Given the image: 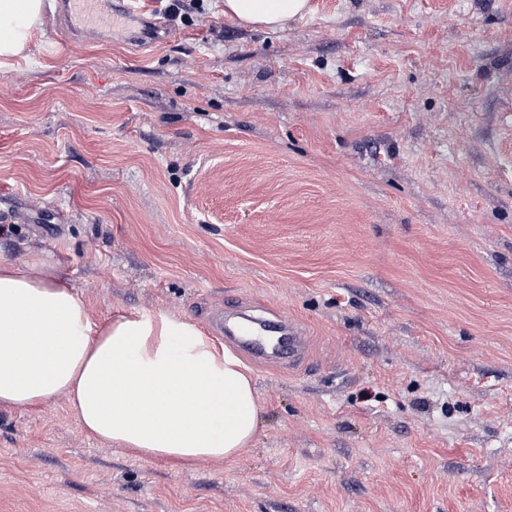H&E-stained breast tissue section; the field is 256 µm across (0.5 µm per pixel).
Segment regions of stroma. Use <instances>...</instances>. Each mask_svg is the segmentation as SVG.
<instances>
[{
	"instance_id": "1",
	"label": "stroma",
	"mask_w": 512,
	"mask_h": 512,
	"mask_svg": "<svg viewBox=\"0 0 512 512\" xmlns=\"http://www.w3.org/2000/svg\"><path fill=\"white\" fill-rule=\"evenodd\" d=\"M142 2L69 54L46 0L0 71V260L97 323L287 315L308 364L249 363L253 441L189 468L0 408V512H512V0ZM309 0H224V15L242 25L275 30L309 11Z\"/></svg>"
}]
</instances>
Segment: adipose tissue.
<instances>
[{"label": "adipose tissue", "mask_w": 512, "mask_h": 512, "mask_svg": "<svg viewBox=\"0 0 512 512\" xmlns=\"http://www.w3.org/2000/svg\"><path fill=\"white\" fill-rule=\"evenodd\" d=\"M43 0H0V66L36 36ZM309 0H224L226 17L274 30ZM65 396L90 436L181 465L233 459L262 421L242 362L163 311L93 326L59 267L0 261V408Z\"/></svg>", "instance_id": "adipose-tissue-1"}]
</instances>
